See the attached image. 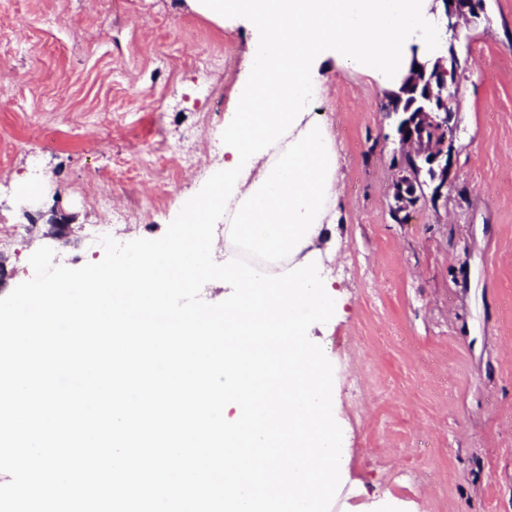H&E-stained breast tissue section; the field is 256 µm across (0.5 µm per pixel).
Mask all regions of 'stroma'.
<instances>
[{
  "label": "stroma",
  "mask_w": 512,
  "mask_h": 512,
  "mask_svg": "<svg viewBox=\"0 0 512 512\" xmlns=\"http://www.w3.org/2000/svg\"><path fill=\"white\" fill-rule=\"evenodd\" d=\"M462 25L448 196L390 216L399 142L386 87L317 66L312 115L331 136L338 196L323 221L335 313L309 338L334 367L343 432L334 512H512V0H485ZM199 26L182 30L188 18ZM255 33L216 23L188 0H0V257L9 287L33 276L39 247L58 264L99 262L87 235L111 208L155 198L117 239L161 237L224 168L222 132L248 76ZM232 43L230 67L198 61ZM189 154L176 173L147 153ZM72 219L62 243L25 233L24 200ZM363 373V395L347 380ZM425 441L435 482L402 470Z\"/></svg>",
  "instance_id": "1"
}]
</instances>
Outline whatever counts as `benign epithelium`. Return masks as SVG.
Returning <instances> with one entry per match:
<instances>
[{"instance_id": "benign-epithelium-1", "label": "benign epithelium", "mask_w": 512, "mask_h": 512, "mask_svg": "<svg viewBox=\"0 0 512 512\" xmlns=\"http://www.w3.org/2000/svg\"><path fill=\"white\" fill-rule=\"evenodd\" d=\"M434 2L440 3L442 8L441 19L446 34V44L442 55L433 62L421 61L418 59L417 50H412L409 74L403 80L399 91L391 95L390 103H395L397 98L408 89L421 88L424 91L425 107L417 114L415 120L403 123L400 142L402 150H410L412 155L428 160V171L432 175L433 184L432 198L435 199L442 196L443 190L448 188L447 142L443 141L438 144L433 142L421 150L417 134L409 131V127L417 122L422 127L438 125L443 130L454 131L453 125L450 124L452 114L449 107L450 86L445 83L437 91L434 89V80L439 75L447 78L456 69L458 63L456 41L459 40L461 21L477 15L479 10L484 8V0H434ZM408 182L409 175L403 171L400 172L394 184L393 199L396 209L409 206L410 196L405 192ZM24 216L31 224L37 223L39 218H46L47 235L56 239H67L72 233L70 221L59 216L54 209L50 210L48 215L41 211L32 213L26 210Z\"/></svg>"}]
</instances>
